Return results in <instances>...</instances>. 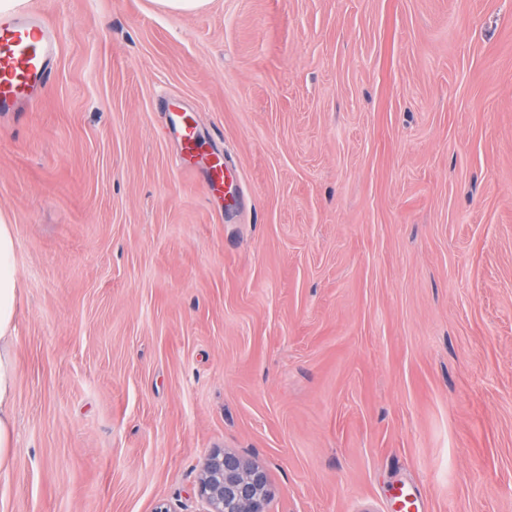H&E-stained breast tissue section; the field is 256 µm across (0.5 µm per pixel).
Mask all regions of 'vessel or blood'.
I'll return each instance as SVG.
<instances>
[{"instance_id":"b4317fda","label":"vessel or blood","mask_w":512,"mask_h":512,"mask_svg":"<svg viewBox=\"0 0 512 512\" xmlns=\"http://www.w3.org/2000/svg\"><path fill=\"white\" fill-rule=\"evenodd\" d=\"M55 48V30L40 17L19 13L0 20V110L32 104Z\"/></svg>"}]
</instances>
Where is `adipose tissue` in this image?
<instances>
[{"label": "adipose tissue", "mask_w": 512, "mask_h": 512, "mask_svg": "<svg viewBox=\"0 0 512 512\" xmlns=\"http://www.w3.org/2000/svg\"><path fill=\"white\" fill-rule=\"evenodd\" d=\"M17 265L12 224L0 215V468L15 448Z\"/></svg>", "instance_id": "1"}]
</instances>
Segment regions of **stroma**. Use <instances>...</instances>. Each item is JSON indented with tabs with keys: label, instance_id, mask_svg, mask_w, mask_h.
<instances>
[{
	"label": "stroma",
	"instance_id": "stroma-1",
	"mask_svg": "<svg viewBox=\"0 0 512 512\" xmlns=\"http://www.w3.org/2000/svg\"><path fill=\"white\" fill-rule=\"evenodd\" d=\"M23 9L0 512H200L214 448L270 512H512V0ZM56 48L54 28L36 15L0 19V112L35 107L33 91L47 77Z\"/></svg>",
	"mask_w": 512,
	"mask_h": 512
}]
</instances>
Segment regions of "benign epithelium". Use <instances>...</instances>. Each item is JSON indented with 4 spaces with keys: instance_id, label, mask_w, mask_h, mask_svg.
Returning <instances> with one entry per match:
<instances>
[{
    "instance_id": "7a95c632",
    "label": "benign epithelium",
    "mask_w": 512,
    "mask_h": 512,
    "mask_svg": "<svg viewBox=\"0 0 512 512\" xmlns=\"http://www.w3.org/2000/svg\"><path fill=\"white\" fill-rule=\"evenodd\" d=\"M198 496L204 512H269L268 474L256 463L214 448L204 459Z\"/></svg>"
}]
</instances>
